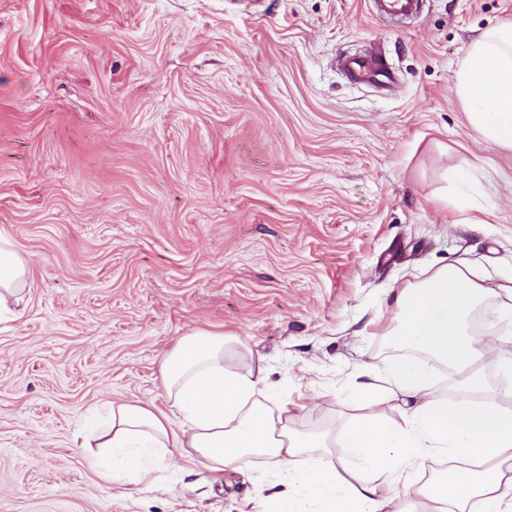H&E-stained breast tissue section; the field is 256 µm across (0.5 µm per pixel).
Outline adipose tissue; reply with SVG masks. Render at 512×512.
<instances>
[{"label": "adipose tissue", "mask_w": 512, "mask_h": 512, "mask_svg": "<svg viewBox=\"0 0 512 512\" xmlns=\"http://www.w3.org/2000/svg\"><path fill=\"white\" fill-rule=\"evenodd\" d=\"M470 129L512 150V22L476 38L456 75ZM27 263L0 234V314L25 297ZM487 271L469 262L443 265L395 289L388 331L410 349L384 381L358 383L353 400L369 410L342 432L347 459L329 456V437L289 427L295 403L267 384L262 359L203 330L182 336L160 365L172 414L141 403L112 405L94 438L108 483L155 481L152 464L180 449L194 465L221 470L255 457L275 459L287 491L260 496L258 512H512V336L470 332L466 318L489 292ZM422 354L466 371L456 398L414 359ZM493 364L498 378L481 366ZM405 397L401 419L383 416ZM431 476L420 480L421 467Z\"/></svg>", "instance_id": "1"}]
</instances>
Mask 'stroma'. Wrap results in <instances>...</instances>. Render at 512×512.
<instances>
[{
	"instance_id": "1",
	"label": "stroma",
	"mask_w": 512,
	"mask_h": 512,
	"mask_svg": "<svg viewBox=\"0 0 512 512\" xmlns=\"http://www.w3.org/2000/svg\"><path fill=\"white\" fill-rule=\"evenodd\" d=\"M512 0H0V234L29 267L0 317V512H253L273 465L172 452L99 479L93 410L170 405L195 329L260 354L291 425L338 434L392 291L427 270L512 272V152L479 139L455 73ZM378 45L395 81L348 78ZM373 9L379 17L404 18L417 14L422 0H372Z\"/></svg>"
}]
</instances>
